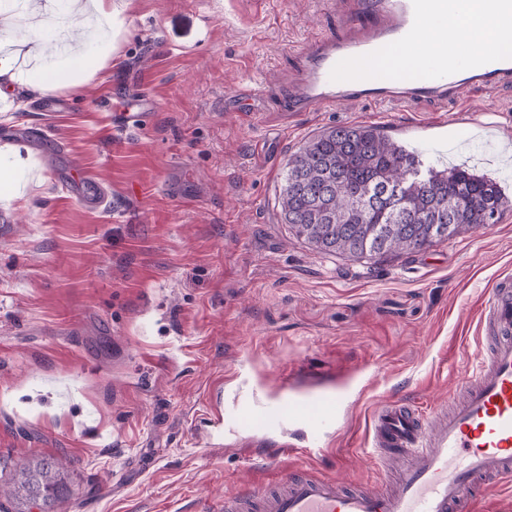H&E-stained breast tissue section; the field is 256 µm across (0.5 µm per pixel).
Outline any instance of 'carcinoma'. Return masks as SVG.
I'll list each match as a JSON object with an SVG mask.
<instances>
[{
    "instance_id": "1",
    "label": "carcinoma",
    "mask_w": 512,
    "mask_h": 512,
    "mask_svg": "<svg viewBox=\"0 0 512 512\" xmlns=\"http://www.w3.org/2000/svg\"><path fill=\"white\" fill-rule=\"evenodd\" d=\"M395 185L399 194H384ZM279 205L292 235L315 250L376 260L495 224L509 201L484 174L423 170L377 128L349 124L314 136L288 158ZM68 499L67 468L50 457L29 459L13 469L0 512H59Z\"/></svg>"
}]
</instances>
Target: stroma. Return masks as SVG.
I'll use <instances>...</instances> for the list:
<instances>
[{"mask_svg": "<svg viewBox=\"0 0 512 512\" xmlns=\"http://www.w3.org/2000/svg\"><path fill=\"white\" fill-rule=\"evenodd\" d=\"M349 0H112L79 37L76 88L0 90V464L63 461L71 512H207L289 468L377 486L371 417L447 398L484 347L478 317L512 276L498 223L373 262L317 252L284 224L289 156L325 129L378 127L424 165L463 164L512 200V82L463 101L288 112L298 51L341 33ZM156 107L134 128L119 112ZM105 200L88 207L68 173ZM350 406L329 455L279 440L208 444L225 405L271 382Z\"/></svg>", "mask_w": 512, "mask_h": 512, "instance_id": "1", "label": "stroma"}]
</instances>
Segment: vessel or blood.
I'll use <instances>...</instances> for the list:
<instances>
[{
    "label": "vessel or blood",
    "instance_id": "vessel-or-blood-1",
    "mask_svg": "<svg viewBox=\"0 0 512 512\" xmlns=\"http://www.w3.org/2000/svg\"><path fill=\"white\" fill-rule=\"evenodd\" d=\"M350 25L340 37L322 36L304 50L292 112H320L346 102L379 105L444 103L465 92H484L512 79V53H495L460 66L434 57L387 72L376 63L385 52L411 45L426 18L448 11V0H350ZM487 347L475 370L459 381L449 404L429 410L390 401L375 413L373 454L383 470L398 468L392 484L342 486L335 478L284 473L277 488L242 489L225 496L224 512H462L477 480L512 479V279L497 283L483 312ZM212 436L236 432L284 437L292 426L311 431L307 457L324 455L348 411L336 396L281 394L225 410L210 398Z\"/></svg>",
    "mask_w": 512,
    "mask_h": 512
}]
</instances>
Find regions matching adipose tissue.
Masks as SVG:
<instances>
[{"label":"adipose tissue","mask_w":512,"mask_h":512,"mask_svg":"<svg viewBox=\"0 0 512 512\" xmlns=\"http://www.w3.org/2000/svg\"><path fill=\"white\" fill-rule=\"evenodd\" d=\"M512 50V17H502L496 12L494 0H483L482 15L474 22L451 19L445 22L429 19L414 41L412 53L391 52L381 58L385 68H404L421 59L447 54L449 61L460 59L476 61L492 52ZM85 60L72 61L66 70L43 71L38 69L20 72L0 66V85L24 86L26 91L50 94L64 86H77L88 71Z\"/></svg>","instance_id":"1"}]
</instances>
